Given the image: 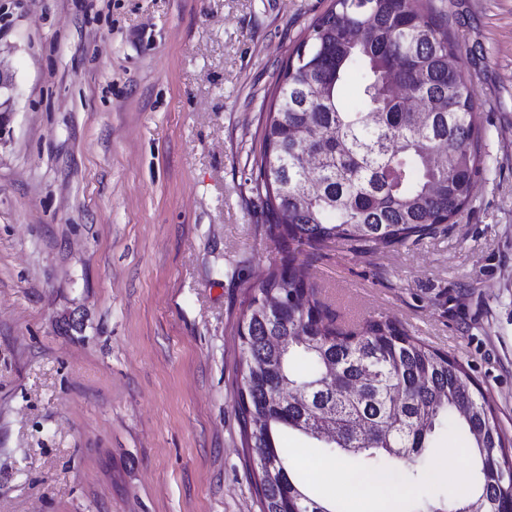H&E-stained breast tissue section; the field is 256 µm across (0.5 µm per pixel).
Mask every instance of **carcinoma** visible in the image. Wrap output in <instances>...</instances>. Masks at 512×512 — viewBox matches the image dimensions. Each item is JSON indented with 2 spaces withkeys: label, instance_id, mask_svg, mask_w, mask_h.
Returning a JSON list of instances; mask_svg holds the SVG:
<instances>
[{
  "label": "carcinoma",
  "instance_id": "carcinoma-1",
  "mask_svg": "<svg viewBox=\"0 0 512 512\" xmlns=\"http://www.w3.org/2000/svg\"><path fill=\"white\" fill-rule=\"evenodd\" d=\"M348 27L364 36L348 39ZM354 74L357 109L344 97ZM412 98L426 111H410ZM478 112L433 0H333L282 68L254 160L265 232L281 255L237 328V406L262 512H338L291 479L280 446L289 431L317 440L325 424L336 430L328 447L396 476L436 431L453 432L472 457L475 490L433 512H512V484L500 479L512 471V441L464 365L387 319L337 326L315 284L295 274L303 246L376 250L452 223L482 164ZM306 150L320 155L319 166L297 163ZM270 295L288 307L266 308ZM358 381V393L341 391ZM281 388L305 397L290 401Z\"/></svg>",
  "mask_w": 512,
  "mask_h": 512
}]
</instances>
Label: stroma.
I'll return each mask as SVG.
<instances>
[{
  "label": "stroma",
  "instance_id": "1",
  "mask_svg": "<svg viewBox=\"0 0 512 512\" xmlns=\"http://www.w3.org/2000/svg\"><path fill=\"white\" fill-rule=\"evenodd\" d=\"M481 113L454 223L304 248L337 324L383 317L466 368L512 438V0H433ZM331 0H0V512H261L236 334L278 260L252 167L289 54ZM291 477L365 512L355 457L287 434ZM440 434L397 512L463 498Z\"/></svg>",
  "mask_w": 512,
  "mask_h": 512
}]
</instances>
